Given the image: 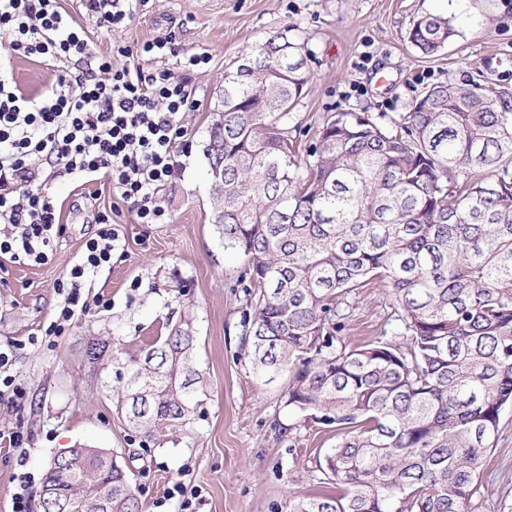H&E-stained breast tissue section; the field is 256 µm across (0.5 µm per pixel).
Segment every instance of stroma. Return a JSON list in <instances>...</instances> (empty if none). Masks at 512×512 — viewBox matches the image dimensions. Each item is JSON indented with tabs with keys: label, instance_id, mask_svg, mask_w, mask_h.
I'll return each mask as SVG.
<instances>
[{
	"label": "stroma",
	"instance_id": "35a3bbf8",
	"mask_svg": "<svg viewBox=\"0 0 512 512\" xmlns=\"http://www.w3.org/2000/svg\"><path fill=\"white\" fill-rule=\"evenodd\" d=\"M60 3L100 54L166 37L173 55L204 53L209 62L192 75L197 102L185 117L191 154L163 192L169 223H137L108 180L80 187L58 177L48 188L61 208L63 233L50 260L0 257V339L20 341L9 373L26 391L23 400L0 401V432L23 438L19 447L0 442V512H12L18 491L27 512H42L50 460L82 444L116 455L143 512H288L291 497L330 491L317 463L336 435L284 406L285 377L259 376L240 356L243 265L224 253L204 154L224 72L266 33L288 29L310 73L291 114L307 146L328 112L395 117L424 87L461 83L479 71L512 85V0H146L126 28L111 33L80 0ZM429 12L448 16L456 29L434 56L408 41L413 20ZM12 70L29 94L48 92L55 82L53 63L38 57H14ZM100 211L116 221L122 246L84 283L87 310L61 335L42 339L62 301L54 284L92 236ZM187 308L195 316L206 392L192 424L163 445L146 443L113 404L111 369L87 363L84 348L99 336L128 357L164 335L167 320ZM395 308L388 288L363 289L347 320L350 341L393 336ZM483 482L479 512H512V407L501 414ZM186 490L196 493L187 508Z\"/></svg>",
	"mask_w": 512,
	"mask_h": 512
}]
</instances>
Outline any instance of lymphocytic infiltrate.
I'll use <instances>...</instances> for the list:
<instances>
[{
    "label": "lymphocytic infiltrate",
    "mask_w": 512,
    "mask_h": 512,
    "mask_svg": "<svg viewBox=\"0 0 512 512\" xmlns=\"http://www.w3.org/2000/svg\"><path fill=\"white\" fill-rule=\"evenodd\" d=\"M139 0H82L99 28L127 27ZM0 35L10 51L0 55V256L44 263L62 234L55 202L40 179L49 167L75 182L106 178L133 208L138 223L162 224L168 211L159 194L179 176L189 154L184 118L193 107L190 75L205 65L203 53L168 62V42L144 43L141 52L158 65L113 66L93 52L59 0H0ZM57 62L48 93L21 90L10 69L12 56ZM66 277L55 288L63 298L58 317L45 328L57 336L87 303L81 285L110 264L121 245L110 215L97 216Z\"/></svg>",
    "instance_id": "obj_1"
}]
</instances>
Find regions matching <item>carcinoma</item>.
I'll list each match as a JSON object with an SVG mask.
<instances>
[{
    "instance_id": "carcinoma-1",
    "label": "carcinoma",
    "mask_w": 512,
    "mask_h": 512,
    "mask_svg": "<svg viewBox=\"0 0 512 512\" xmlns=\"http://www.w3.org/2000/svg\"><path fill=\"white\" fill-rule=\"evenodd\" d=\"M455 36L442 14L412 23L419 53ZM266 67L224 72V111L204 152L224 169L211 197L224 253L243 259L241 351L287 375L292 412L336 432L320 470L334 493L288 512H470L512 406V86L432 85L384 127L330 112L300 153L290 114L308 84L288 31L255 43ZM379 282L403 341L352 346L342 306ZM137 355L113 358L116 409L147 442L192 423L206 379L185 312ZM46 473L59 496L142 512L126 472L90 446Z\"/></svg>"
}]
</instances>
